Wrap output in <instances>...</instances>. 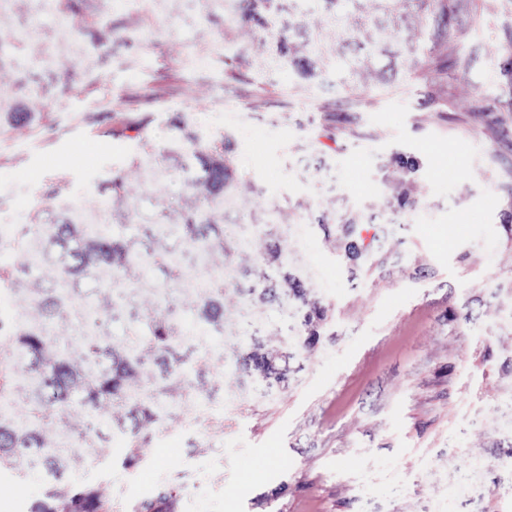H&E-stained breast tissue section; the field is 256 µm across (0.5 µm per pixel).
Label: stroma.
Here are the masks:
<instances>
[{
    "mask_svg": "<svg viewBox=\"0 0 512 512\" xmlns=\"http://www.w3.org/2000/svg\"><path fill=\"white\" fill-rule=\"evenodd\" d=\"M447 4L411 15L413 42L392 33L413 69L351 87L271 62L272 35L319 23L323 0H278L267 30L239 0L0 13V102L16 114L0 120V264L26 224L66 213L133 199L180 222L201 204L196 146L226 143L234 180L216 215L231 248L219 355L182 350L208 405L147 425L132 466L105 431L65 486L104 512H512V0ZM153 159L167 172L150 182ZM118 172L129 197L112 195ZM313 306L320 340L284 386L239 369ZM47 490L40 471L14 478L0 512H33Z\"/></svg>",
    "mask_w": 512,
    "mask_h": 512,
    "instance_id": "obj_1",
    "label": "stroma"
}]
</instances>
